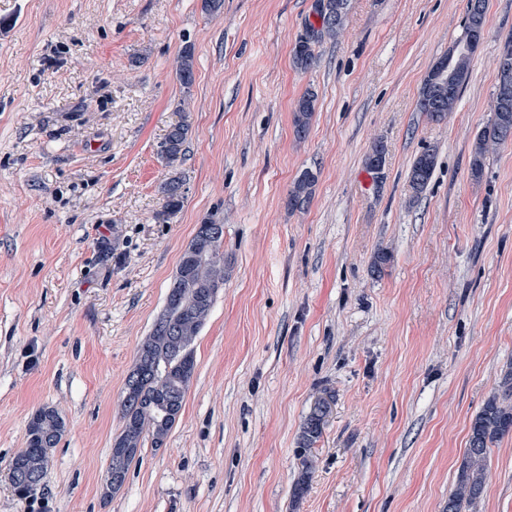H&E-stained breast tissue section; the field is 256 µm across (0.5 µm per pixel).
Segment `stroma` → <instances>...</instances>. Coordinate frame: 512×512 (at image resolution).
Segmentation results:
<instances>
[{"instance_id": "1", "label": "stroma", "mask_w": 512, "mask_h": 512, "mask_svg": "<svg viewBox=\"0 0 512 512\" xmlns=\"http://www.w3.org/2000/svg\"><path fill=\"white\" fill-rule=\"evenodd\" d=\"M466 3L351 0L300 72L291 49L315 0H224L213 16L201 0H0V512H445L471 422L512 366V143L481 181L469 171L512 0H487L455 112L416 110ZM187 45L188 87L173 70ZM183 119L185 154L165 164L159 145ZM428 149L416 198L409 168ZM306 168L311 201L289 210ZM174 174L184 204L160 224ZM207 218L224 226L229 276L181 415L104 496L125 378ZM44 407L66 430L26 497L9 463ZM473 512H512V433L490 449ZM317 96L312 90H306L297 100L293 113L292 124L297 139H305L308 135L316 109ZM435 158V153L427 150L413 160L409 170V183L413 197H419L426 189L434 171ZM328 413V405L325 401L316 402L313 409L305 419L300 435V453L305 456L314 447L322 435V427Z\"/></svg>"}]
</instances>
